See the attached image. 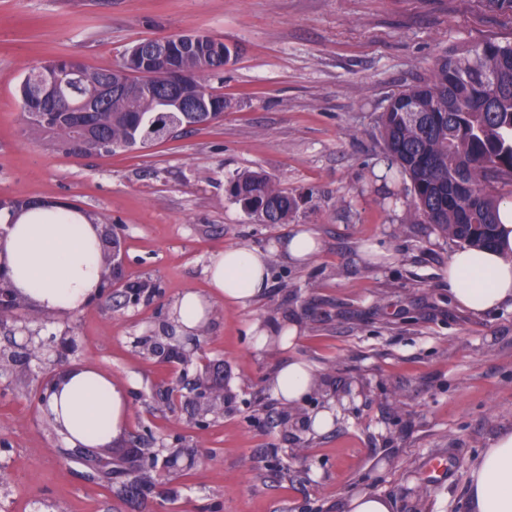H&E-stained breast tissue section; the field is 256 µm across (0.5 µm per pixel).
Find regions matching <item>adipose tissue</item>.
Instances as JSON below:
<instances>
[{"label": "adipose tissue", "instance_id": "ef3b65f1", "mask_svg": "<svg viewBox=\"0 0 512 512\" xmlns=\"http://www.w3.org/2000/svg\"><path fill=\"white\" fill-rule=\"evenodd\" d=\"M495 246L461 247L448 259L445 275L455 303L481 315L512 303V202L500 207ZM7 235L0 260L18 293L39 310L53 314L83 309L102 284V243L95 225L79 211L39 202L16 213L0 214ZM210 296L187 290L171 315L184 335L197 332L213 300L248 307L263 297L270 282L267 255L257 247H229L211 256L206 267ZM317 372L305 361L280 364L270 392L296 406L312 392ZM128 393L106 372L86 366L68 369L47 404L55 428L71 448H103L121 432ZM467 512H512V432L499 435L470 471Z\"/></svg>", "mask_w": 512, "mask_h": 512}]
</instances>
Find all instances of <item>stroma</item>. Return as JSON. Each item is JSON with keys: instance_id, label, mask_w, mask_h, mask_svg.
<instances>
[{"instance_id": "stroma-1", "label": "stroma", "mask_w": 512, "mask_h": 512, "mask_svg": "<svg viewBox=\"0 0 512 512\" xmlns=\"http://www.w3.org/2000/svg\"><path fill=\"white\" fill-rule=\"evenodd\" d=\"M204 31L231 58L211 84L219 122L113 155H66L23 122L27 70L56 56L98 68L144 38ZM512 39V15L488 0H0V199L65 202L112 225L137 302L54 315L24 305L0 319V349L71 330L69 364L129 387L126 427L85 478L34 392L56 367L0 370V512H346L350 496L388 497L394 512H466L472 466L512 430V305L480 316L453 303L444 271L457 244L406 216L410 182L388 169L378 118L389 98L430 77L462 45ZM260 171L299 200L263 224L228 193ZM307 226L322 247L284 262L276 243ZM268 254L270 287L248 307L214 302L190 374L224 388L223 414L199 427L187 397L163 402L176 365L142 345L164 335L187 290L206 291L210 257ZM298 323L290 350L255 349L258 329ZM306 361L318 388L282 422L266 381ZM335 407L332 428L309 427ZM149 448H195L187 470L155 469L162 495L126 492ZM449 464L430 483L432 459Z\"/></svg>"}]
</instances>
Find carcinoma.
<instances>
[{"label":"carcinoma","instance_id":"obj_1","mask_svg":"<svg viewBox=\"0 0 512 512\" xmlns=\"http://www.w3.org/2000/svg\"><path fill=\"white\" fill-rule=\"evenodd\" d=\"M229 53L224 41L207 37L180 57L186 91L224 114V95L200 75L220 73L215 61ZM56 68L31 67L20 87L22 117L35 130L71 146L75 126L68 113L98 85L113 88L83 120L102 152L115 154L173 137L185 123L160 102L162 79L129 58L115 70L94 69L58 56ZM390 164L411 183L408 211L449 239L490 248L501 223L500 205L512 200V41L488 39L440 56L431 77L392 96L379 117ZM230 195L263 224H284L297 198L269 176L243 173L230 181Z\"/></svg>","mask_w":512,"mask_h":512}]
</instances>
